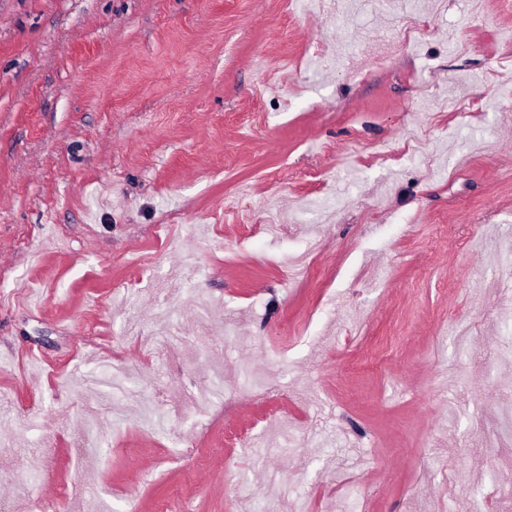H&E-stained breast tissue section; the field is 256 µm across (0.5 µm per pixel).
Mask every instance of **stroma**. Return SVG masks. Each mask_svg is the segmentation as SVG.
<instances>
[{
  "label": "stroma",
  "mask_w": 512,
  "mask_h": 512,
  "mask_svg": "<svg viewBox=\"0 0 512 512\" xmlns=\"http://www.w3.org/2000/svg\"><path fill=\"white\" fill-rule=\"evenodd\" d=\"M316 2L0 0L8 512H512V0Z\"/></svg>",
  "instance_id": "stroma-1"
}]
</instances>
